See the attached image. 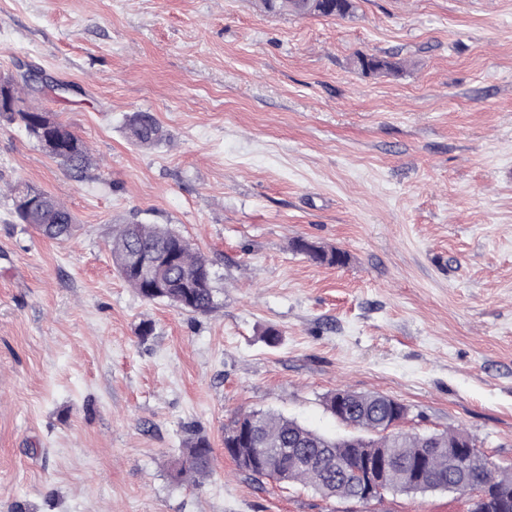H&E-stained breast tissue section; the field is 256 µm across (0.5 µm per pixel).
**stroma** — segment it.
<instances>
[{"instance_id":"obj_1","label":"stroma","mask_w":512,"mask_h":512,"mask_svg":"<svg viewBox=\"0 0 512 512\" xmlns=\"http://www.w3.org/2000/svg\"><path fill=\"white\" fill-rule=\"evenodd\" d=\"M361 54L398 69L362 71ZM23 65L91 165L73 177L0 121V512H346L224 453L240 411L346 435L324 405L339 388L512 467V0H355L339 20L257 0H0V76ZM135 112L164 143L128 141ZM24 183L74 214L72 239L17 221ZM134 217L210 259L215 308L120 279L112 228ZM188 426L214 450L198 489L171 477ZM354 508L467 512L445 492ZM293 248L297 252H301L309 256L318 263H327L331 265H342L344 263V255L335 250L327 251L307 240L298 239L293 243ZM343 255V256H342Z\"/></svg>"}]
</instances>
